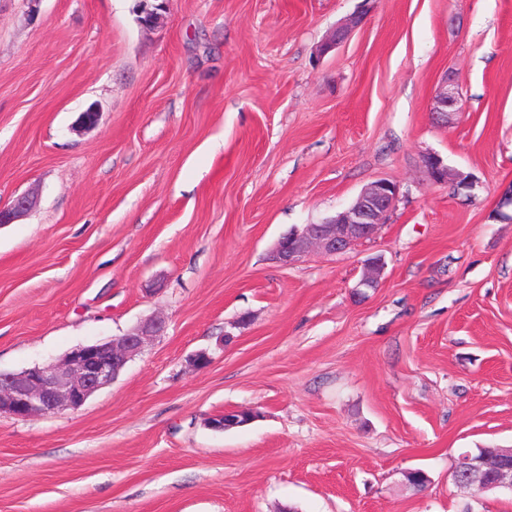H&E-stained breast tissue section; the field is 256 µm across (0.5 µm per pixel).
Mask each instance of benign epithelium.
Wrapping results in <instances>:
<instances>
[{
    "label": "benign epithelium",
    "instance_id": "obj_1",
    "mask_svg": "<svg viewBox=\"0 0 512 512\" xmlns=\"http://www.w3.org/2000/svg\"><path fill=\"white\" fill-rule=\"evenodd\" d=\"M460 111L458 93L443 85L435 96L433 114L447 123ZM422 164L435 185L448 184L458 193L473 188L470 176L449 167L434 153L424 155ZM396 200L394 183L386 179L374 181L335 216L283 235L275 246L273 257L279 264L289 266L314 250L330 255L343 253L372 238ZM33 204L32 196L21 194L10 205L0 206V226L14 223ZM383 269L381 256L366 259L353 295L361 299L377 288ZM163 329L162 320L148 319L122 336L78 346L54 365L34 366L18 373L0 372V414L29 419L81 407L94 393L112 384L126 365L142 352L145 344L160 335ZM256 417L257 412L253 410H230L211 418L210 424L215 429L228 430ZM453 472L454 483L459 488L469 487L479 493L496 489L512 491V448L480 457L463 454L457 458Z\"/></svg>",
    "mask_w": 512,
    "mask_h": 512
}]
</instances>
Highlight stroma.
I'll return each mask as SVG.
<instances>
[{"label": "stroma", "mask_w": 512, "mask_h": 512, "mask_svg": "<svg viewBox=\"0 0 512 512\" xmlns=\"http://www.w3.org/2000/svg\"><path fill=\"white\" fill-rule=\"evenodd\" d=\"M137 4L0 0V203L37 199L0 226V370L166 322L80 408L0 415V512H512L452 477L512 448V0ZM380 179L371 239L271 260ZM461 111L460 98L454 89L448 87V82L437 92L434 99L433 114L441 122L448 123ZM422 164L432 184L451 185L458 194L462 191L470 190L474 186L470 176L450 168L437 154L428 153L424 155ZM364 262L362 277L353 287V295L359 299L365 298L370 290L378 288L380 275L384 269V261L379 255L372 256ZM257 417L256 411L230 410L210 418V424L218 430H228L236 426H242Z\"/></svg>", "instance_id": "stroma-1"}]
</instances>
